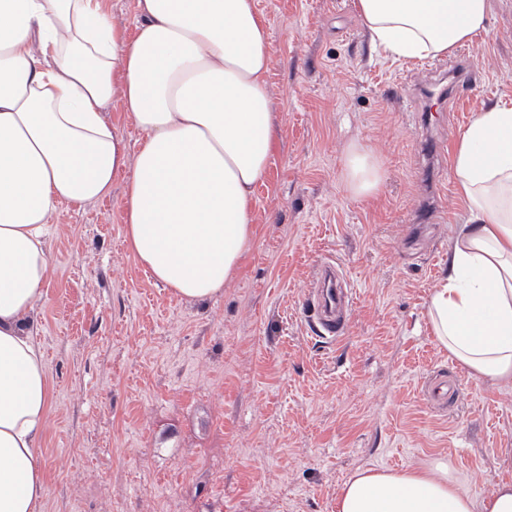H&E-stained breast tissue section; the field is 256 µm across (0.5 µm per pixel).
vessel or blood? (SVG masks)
Masks as SVG:
<instances>
[{
  "label": "vessel or blood",
  "mask_w": 512,
  "mask_h": 512,
  "mask_svg": "<svg viewBox=\"0 0 512 512\" xmlns=\"http://www.w3.org/2000/svg\"><path fill=\"white\" fill-rule=\"evenodd\" d=\"M470 82L465 71L464 61H456L451 78H438L427 82L418 90L420 99L439 103L453 93L459 92ZM348 305V291L343 288L336 274V267L331 262H323L317 273L316 286L309 290L304 309L313 319V324L320 335L330 342L343 341L348 324L339 311Z\"/></svg>",
  "instance_id": "1"
}]
</instances>
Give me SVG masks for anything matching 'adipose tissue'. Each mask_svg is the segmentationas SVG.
<instances>
[{"instance_id":"1","label":"adipose tissue","mask_w":512,"mask_h":512,"mask_svg":"<svg viewBox=\"0 0 512 512\" xmlns=\"http://www.w3.org/2000/svg\"><path fill=\"white\" fill-rule=\"evenodd\" d=\"M371 46L411 61L487 33L489 0H357ZM127 34L105 0H0V512H41L37 453L51 386L33 313L45 297L47 237L61 201H95L125 176L130 252L181 298L224 291L254 239L251 211L275 139L269 34L254 0H136ZM142 133L129 148L106 109ZM469 214L427 316L478 380L512 382V107L481 110L451 156ZM380 159L343 158L354 199L378 195ZM336 512H512V483L482 500L447 464L359 472Z\"/></svg>"}]
</instances>
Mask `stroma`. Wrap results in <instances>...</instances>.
<instances>
[{
  "mask_svg": "<svg viewBox=\"0 0 512 512\" xmlns=\"http://www.w3.org/2000/svg\"><path fill=\"white\" fill-rule=\"evenodd\" d=\"M255 4L277 138L222 295L148 278L125 242L124 178L59 206L37 312L53 386L42 512H335L360 471L438 460L476 500L512 481V383L469 376L427 322L468 214L448 156L417 151L431 136L455 147L481 108L512 104V0H490L467 90L427 122L397 95L427 71L373 54L356 0ZM353 141L383 164L376 197L343 189ZM324 257L352 292L335 346L303 311ZM431 376L455 383L447 408L421 393Z\"/></svg>",
  "mask_w": 512,
  "mask_h": 512,
  "instance_id": "stroma-1",
  "label": "stroma"
}]
</instances>
